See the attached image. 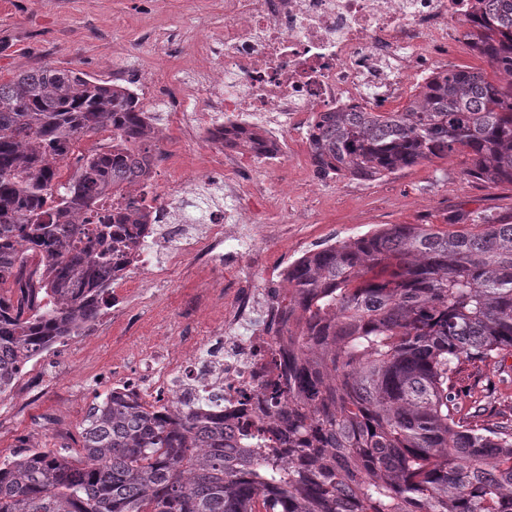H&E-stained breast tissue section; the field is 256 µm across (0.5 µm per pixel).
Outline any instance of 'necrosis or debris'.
I'll return each mask as SVG.
<instances>
[{
    "label": "necrosis or debris",
    "instance_id": "1",
    "mask_svg": "<svg viewBox=\"0 0 512 512\" xmlns=\"http://www.w3.org/2000/svg\"><path fill=\"white\" fill-rule=\"evenodd\" d=\"M478 0H224V38L206 44L212 87L205 111L187 110L179 97L170 107L186 132L214 148L213 166L224 174L223 216L184 226L199 254L220 256L240 243L250 200L265 192L267 174L300 166L292 134L307 131L316 112L380 111L386 101L413 93L449 49L460 41L457 25ZM261 128L271 147L245 157L224 136ZM182 189L157 194V233L149 235L126 277L150 263L154 249L170 245L165 231L177 216ZM278 289L250 280L224 291V331L189 353L158 349L141 362L140 384L115 382L114 390L160 391V406L205 397L223 406L224 420L264 423L273 415L264 382L288 350L276 334Z\"/></svg>",
    "mask_w": 512,
    "mask_h": 512
}]
</instances>
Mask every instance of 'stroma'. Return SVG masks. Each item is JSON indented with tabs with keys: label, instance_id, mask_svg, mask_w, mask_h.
Masks as SVG:
<instances>
[{
	"label": "stroma",
	"instance_id": "35a3bbf8",
	"mask_svg": "<svg viewBox=\"0 0 512 512\" xmlns=\"http://www.w3.org/2000/svg\"><path fill=\"white\" fill-rule=\"evenodd\" d=\"M177 31L176 45L163 49L152 35ZM224 33V0H0V81L35 67L75 68L108 81L120 73L128 87L166 88L192 110L208 105L201 81L207 41ZM167 159L158 174L163 186H195L185 211L224 207V182H198L208 171L211 148L188 140L165 107L149 101ZM512 211V186L489 188L468 178L462 158L422 162L388 177L362 181L320 177L314 165L271 173L267 193L249 205L250 215L273 224L262 241L259 279L273 267L338 241L360 237L386 224H432L450 230L458 209ZM240 261L199 263L192 252L177 256L164 273L141 271L139 285L125 290L124 316L111 310L85 336L58 342L31 360L12 391L0 396V460L30 446L82 451L80 432L113 380H140V356L166 345L188 349L224 325V291L240 281ZM210 302L197 306L202 294ZM455 390L464 414L493 425L512 419V354L464 365Z\"/></svg>",
	"mask_w": 512,
	"mask_h": 512
}]
</instances>
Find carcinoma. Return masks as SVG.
<instances>
[{"mask_svg": "<svg viewBox=\"0 0 512 512\" xmlns=\"http://www.w3.org/2000/svg\"><path fill=\"white\" fill-rule=\"evenodd\" d=\"M467 37L494 77L437 68L400 109L317 113L318 170L371 181L462 154L467 176L512 185V0H487ZM105 131L112 151L64 176ZM240 144L266 147L258 131ZM159 149L128 87L51 66L0 82V396L107 307L151 228L149 192L127 187ZM454 223L388 224L288 265L283 429L113 392L84 459L0 461V512H512V422L472 424L454 391L462 364L512 351V214Z\"/></svg>", "mask_w": 512, "mask_h": 512, "instance_id": "1", "label": "carcinoma"}]
</instances>
